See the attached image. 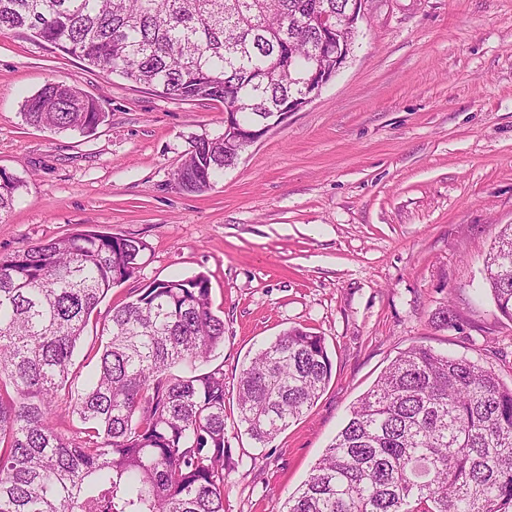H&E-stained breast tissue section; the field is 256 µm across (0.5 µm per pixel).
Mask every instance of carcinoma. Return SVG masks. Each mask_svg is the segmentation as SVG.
Wrapping results in <instances>:
<instances>
[{"mask_svg": "<svg viewBox=\"0 0 512 512\" xmlns=\"http://www.w3.org/2000/svg\"><path fill=\"white\" fill-rule=\"evenodd\" d=\"M350 0H0V32L21 31L103 72L175 100H212L251 129L330 70L331 21ZM26 120L89 134L94 99L51 82ZM242 153L240 135L191 140L176 186L212 189ZM20 181L0 172V217ZM147 244L87 230L0 262V512H224V371L196 373L224 344L203 274L154 281L112 308L97 371L69 375L108 291L140 269ZM499 313L512 320V224L486 262ZM324 337L294 327L250 358L238 418L271 442L329 383ZM82 427L51 417L61 391ZM284 512H512V386L466 358L412 346L351 408Z\"/></svg>", "mask_w": 512, "mask_h": 512, "instance_id": "carcinoma-1", "label": "carcinoma"}]
</instances>
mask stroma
<instances>
[{"label":"stroma","instance_id":"stroma-1","mask_svg":"<svg viewBox=\"0 0 512 512\" xmlns=\"http://www.w3.org/2000/svg\"><path fill=\"white\" fill-rule=\"evenodd\" d=\"M348 63L240 155L211 190L172 180L224 106L179 101L21 32L0 33V172L23 182L0 217V260L86 227L147 243L74 357L77 382L112 307L161 280L205 275L224 343V512H281L351 407L413 345L512 384V320L485 279L512 224V0H367ZM63 81L105 118L80 134L34 126L23 104ZM447 311L449 323L438 320ZM323 336L332 377L272 442L238 425L236 379L292 327Z\"/></svg>","mask_w":512,"mask_h":512}]
</instances>
